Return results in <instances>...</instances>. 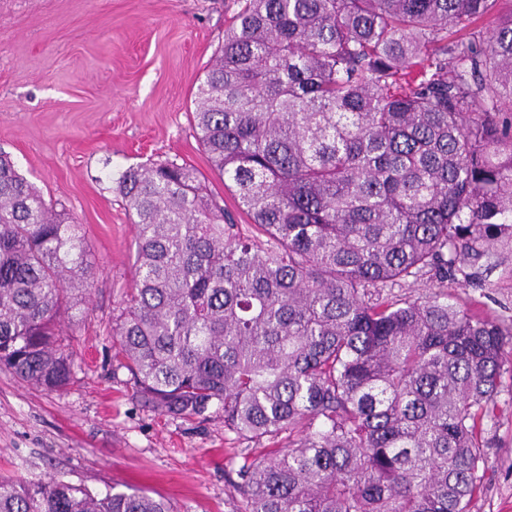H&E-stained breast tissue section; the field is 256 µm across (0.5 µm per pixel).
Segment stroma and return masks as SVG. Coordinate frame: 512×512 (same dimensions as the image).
Here are the masks:
<instances>
[{"label": "stroma", "instance_id": "obj_1", "mask_svg": "<svg viewBox=\"0 0 512 512\" xmlns=\"http://www.w3.org/2000/svg\"><path fill=\"white\" fill-rule=\"evenodd\" d=\"M243 0H0V150L45 201L80 224L93 312L72 326L69 384L48 392L0 369V474L56 476L95 493L137 490L177 512H240L229 484L246 440L159 414L112 358V325L135 286V228L116 180L175 160L196 169L246 234L193 121L197 87ZM447 292L512 321V241L495 243ZM485 421L482 490L469 512H512V376Z\"/></svg>", "mask_w": 512, "mask_h": 512}]
</instances>
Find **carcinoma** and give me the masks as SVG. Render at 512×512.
Masks as SVG:
<instances>
[{
    "label": "carcinoma",
    "mask_w": 512,
    "mask_h": 512,
    "mask_svg": "<svg viewBox=\"0 0 512 512\" xmlns=\"http://www.w3.org/2000/svg\"><path fill=\"white\" fill-rule=\"evenodd\" d=\"M197 99L259 234L185 163L122 172L136 284L112 348L137 395L288 435L236 470L240 512H469L512 325L441 288L512 239V0H244ZM92 278L79 225L0 151V368L62 389ZM0 512L174 510L0 476Z\"/></svg>",
    "instance_id": "carcinoma-1"
}]
</instances>
